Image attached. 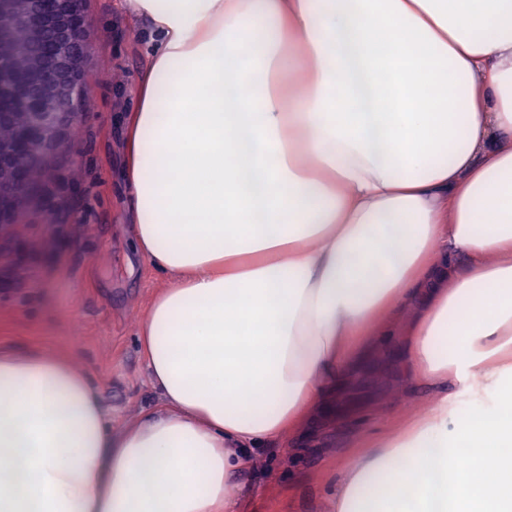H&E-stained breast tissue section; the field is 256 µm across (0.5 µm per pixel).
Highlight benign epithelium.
<instances>
[{"label": "benign epithelium", "mask_w": 512, "mask_h": 512, "mask_svg": "<svg viewBox=\"0 0 512 512\" xmlns=\"http://www.w3.org/2000/svg\"><path fill=\"white\" fill-rule=\"evenodd\" d=\"M0 219L21 206L33 190L26 178L56 150L85 92L90 52L85 0H0ZM22 42L31 63L23 72L11 62Z\"/></svg>", "instance_id": "7a95c632"}]
</instances>
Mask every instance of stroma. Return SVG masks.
Listing matches in <instances>:
<instances>
[{"mask_svg": "<svg viewBox=\"0 0 512 512\" xmlns=\"http://www.w3.org/2000/svg\"><path fill=\"white\" fill-rule=\"evenodd\" d=\"M93 50L88 94L45 160L42 184L0 221V345L69 354L89 373L113 432L160 405L137 328L168 284L135 251L124 179L122 117L148 65L143 21L115 0H86ZM397 337H384L345 382L338 424L307 426L257 457L240 477L244 512H331L336 480L352 454L391 436L421 413L428 390L401 369Z\"/></svg>", "mask_w": 512, "mask_h": 512, "instance_id": "stroma-1", "label": "stroma"}]
</instances>
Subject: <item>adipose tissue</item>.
<instances>
[{"label":"adipose tissue","instance_id":"ef3b65f1","mask_svg":"<svg viewBox=\"0 0 512 512\" xmlns=\"http://www.w3.org/2000/svg\"><path fill=\"white\" fill-rule=\"evenodd\" d=\"M137 336L112 433L66 354L0 346V512H242L235 477L391 328L425 410L333 512H512V0H116ZM463 382V400L445 388Z\"/></svg>","mask_w":512,"mask_h":512}]
</instances>
